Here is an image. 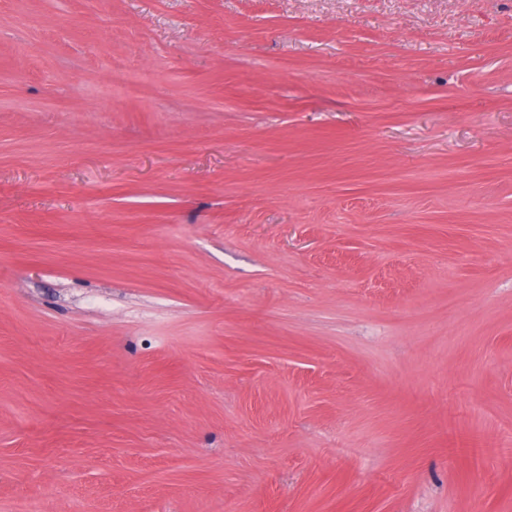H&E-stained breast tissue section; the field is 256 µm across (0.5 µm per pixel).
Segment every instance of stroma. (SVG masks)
Listing matches in <instances>:
<instances>
[{"mask_svg":"<svg viewBox=\"0 0 512 512\" xmlns=\"http://www.w3.org/2000/svg\"><path fill=\"white\" fill-rule=\"evenodd\" d=\"M23 500L512 512V0H0Z\"/></svg>","mask_w":512,"mask_h":512,"instance_id":"stroma-1","label":"stroma"}]
</instances>
